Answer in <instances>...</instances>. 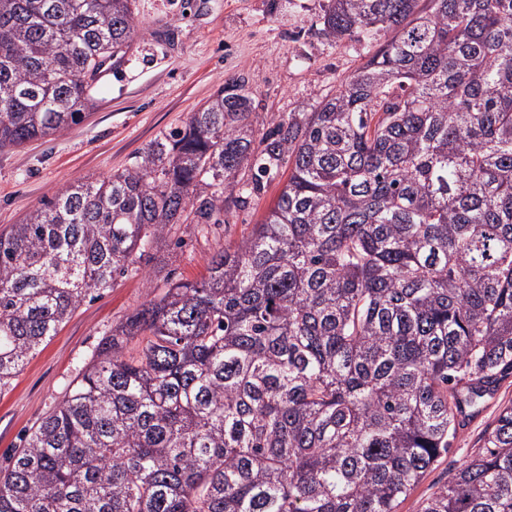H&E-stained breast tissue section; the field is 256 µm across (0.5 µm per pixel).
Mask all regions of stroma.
I'll return each mask as SVG.
<instances>
[{
    "mask_svg": "<svg viewBox=\"0 0 512 512\" xmlns=\"http://www.w3.org/2000/svg\"><path fill=\"white\" fill-rule=\"evenodd\" d=\"M327 6L328 0H134L133 37L123 58L104 66L86 117L51 137L0 150V232L66 185L129 168L150 142L183 125L229 80L244 81L251 92L249 122L258 137L335 93L365 54L356 41L324 36ZM287 178L280 171L249 205L228 213L227 225L206 233L179 225L173 238L159 243L154 261L117 276L76 309L0 395V468L51 412L104 334L168 282L204 277L218 244L260 223ZM510 403L512 378L459 431L397 512H422L432 493L482 448L486 429Z\"/></svg>",
    "mask_w": 512,
    "mask_h": 512,
    "instance_id": "35a3bbf8",
    "label": "stroma"
}]
</instances>
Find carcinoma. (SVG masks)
<instances>
[{
	"instance_id": "carcinoma-1",
	"label": "carcinoma",
	"mask_w": 512,
	"mask_h": 512,
	"mask_svg": "<svg viewBox=\"0 0 512 512\" xmlns=\"http://www.w3.org/2000/svg\"><path fill=\"white\" fill-rule=\"evenodd\" d=\"M329 0L367 62L258 140L226 83L132 166L0 233V391L86 300L288 181L97 344L0 512H396L512 376V0ZM132 0H0V148L94 106ZM387 38L374 48L377 37ZM422 512H512V404Z\"/></svg>"
}]
</instances>
